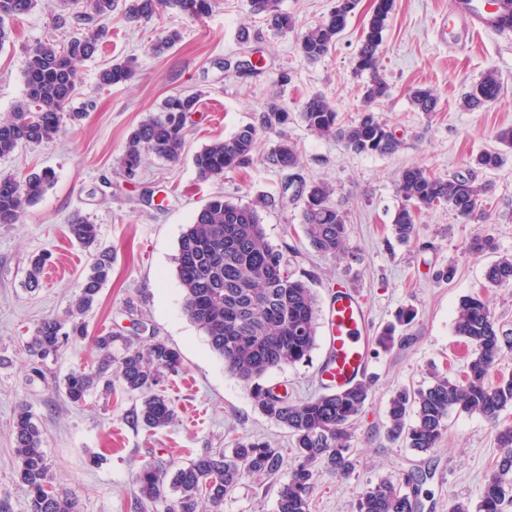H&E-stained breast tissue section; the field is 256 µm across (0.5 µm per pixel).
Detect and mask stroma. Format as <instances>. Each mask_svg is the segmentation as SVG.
I'll list each match as a JSON object with an SVG mask.
<instances>
[{
	"label": "stroma",
	"instance_id": "1",
	"mask_svg": "<svg viewBox=\"0 0 512 512\" xmlns=\"http://www.w3.org/2000/svg\"><path fill=\"white\" fill-rule=\"evenodd\" d=\"M334 0H280L296 21L281 34L249 0H215L212 13L193 19L163 9L148 23H128L121 11L105 20L106 39L78 67L72 108L93 102L85 118L65 124L48 144L23 146L0 158V173L25 175L53 170L56 181L43 197L25 207L17 223L0 224V495L14 512H27V490L17 475L13 420L27 404L43 433L54 485L76 494L80 512H162L158 503L137 507L135 477L144 462L187 464L208 450L231 451L242 439L260 438L280 448L282 467L272 476L249 480L225 498L224 512H276V489L293 463L286 429L262 415L249 391L224 369L204 333L181 312L182 290L174 261L186 224L210 198L248 205L277 193L285 172L265 158L280 135L260 131L252 164L200 181L192 156L214 140L230 137L241 126L259 124L270 104L289 113L284 135L299 153L297 168L306 181L329 183L333 203L348 225L346 251L336 257L314 252L302 228L303 204L263 208L259 215L269 241L289 245V269L307 280L326 318L330 295L339 287L358 291L366 304V341L370 397L357 417L350 446L358 458L354 471L339 476L319 469L310 512H357L361 493L381 479L426 474L416 487L421 512H450L456 502H478L484 483L500 456L496 426H512V407L491 423L476 412L451 411L435 448L421 453L390 441L388 404L396 390L429 385L434 375L457 377L471 353L456 335L454 317L461 300L478 293L490 306L500 330L512 337V286L485 285L487 267L512 255V153L495 170L475 168L473 158L495 148V134L512 126V37L492 31L467 35L449 10V0H393L380 46L390 86L373 103L377 117L401 142L391 155L357 154L332 137L310 132L300 118L303 102L320 94L337 108L342 124L357 121L364 108V76L354 63L373 0H359L348 25L329 54L307 62L294 50L298 31L322 19ZM90 0H72L59 12L57 0H40L29 14L10 20L11 41L0 49V118L25 98L23 70L30 48L49 37L65 39L84 29ZM251 38L241 42V28ZM181 40L162 56L150 47L166 32ZM255 63L242 76L225 70L226 58ZM134 59L131 82L103 86L99 72L110 63ZM291 80L280 83L281 72ZM496 72L499 97L470 110L464 96L486 72ZM429 87L439 98L437 112L425 114L411 103L413 89ZM201 92L200 110L185 127L179 162L145 155L135 177L118 165L132 130L158 114L164 100L178 92ZM422 166L441 177L474 175L489 183L490 212L485 221L466 223L448 206L417 213L409 242L391 230L402 199L397 182L405 168ZM88 218L99 229L102 246L111 248L112 276L86 315L88 334L46 361V378H31L26 344L46 317H64L79 293L92 256L71 239L70 220ZM493 236L492 251L469 250L478 232ZM46 258L38 287L27 284L32 256ZM452 268L450 279L436 271ZM414 309L417 317L408 342L380 349L376 338L397 313ZM109 330L148 344L163 340L181 353L178 372L160 385L176 409L169 426L150 431L133 423L138 395L115 389L96 393L82 404L70 403L55 383L74 369L91 365L93 338ZM327 355L318 338L309 362L268 373L264 382L301 401L322 393L321 367Z\"/></svg>",
	"mask_w": 512,
	"mask_h": 512
}]
</instances>
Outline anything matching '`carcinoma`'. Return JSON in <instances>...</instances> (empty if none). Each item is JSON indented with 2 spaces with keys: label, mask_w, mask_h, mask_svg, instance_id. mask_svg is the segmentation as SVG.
<instances>
[{
  "label": "carcinoma",
  "mask_w": 512,
  "mask_h": 512,
  "mask_svg": "<svg viewBox=\"0 0 512 512\" xmlns=\"http://www.w3.org/2000/svg\"><path fill=\"white\" fill-rule=\"evenodd\" d=\"M251 11L263 15L277 32L295 28L294 18L283 12L279 0H250ZM38 0H0V48L10 40L12 30L6 20L27 14ZM358 0H345L343 9H332L321 21L309 27L296 42L302 59L315 62L325 57L345 29ZM133 23H147L163 8L191 17L212 11V0H92L97 20H105L117 7ZM393 0H374L364 38L357 53L355 71L368 73L364 102L368 105L387 95L389 85L381 75L379 48L382 32L392 11ZM105 27L74 36L59 45L52 39L37 44L27 53L23 73L26 103L8 118L0 119V158L11 155L19 146L41 145L56 139L63 123L80 122L85 113L66 112L73 98L78 65L98 50ZM181 40L172 30L152 45L160 56ZM135 75L133 60L117 61L99 73L106 86L122 85ZM498 76L486 72L471 85L465 105L476 109L496 99ZM412 104L426 114L436 110L438 98L430 88L412 92ZM195 94L169 96L157 116L135 128L120 159L122 171L133 177L143 155L152 153L169 162L180 160L184 151L183 130L198 111ZM302 121L320 136H332L356 153L387 155L400 147V140L375 113L365 110L358 121L344 126L338 112L322 95L304 101ZM288 123V112L275 104L268 107L260 126L240 127L232 136L204 146L193 156L196 176L201 181L224 177L230 171L250 164L259 129L280 130ZM298 151L283 139L266 157L269 165L294 169ZM503 162V153L485 151L473 163L481 169H494ZM55 173L44 170L19 179L0 175V224L16 223L26 205L36 203L53 186ZM296 188L304 198L302 231L317 252L337 256L347 243L346 216L331 202L333 189L324 183H308L303 178L285 182L278 195L266 196L259 204L282 206L288 192ZM488 185L473 178L430 175L425 169L404 170L397 192L403 203L396 211L392 233L407 242L414 233L415 211L445 204L464 221L487 217L485 206ZM70 235L84 247L95 248L89 272L68 317L43 319L27 344L33 357L31 371L43 377L44 362L56 357L60 349L85 335L84 316L98 299L102 286L112 273V250L98 248V227L76 216L69 224ZM177 277L183 292L184 315L208 338L214 352L224 360V368L243 382L252 393L257 409L268 419L286 428L293 438L294 464L288 480L277 488L276 512H310L318 464L339 475L355 469L357 459L348 445L351 426L369 399V386L360 381L346 389L327 391L301 402H292L260 380L268 372L294 365L309 358L316 346V299L308 283L288 270L287 251L272 245L261 224L255 205H241L217 195L199 210L179 238L175 257ZM491 287L512 286V256H502L485 273ZM414 319L412 310H403L397 324L388 326L377 338L381 348L394 342L396 325L406 326ZM454 328L473 348L464 379L435 377L433 384L396 392L388 407L390 439L403 440L408 447L426 452L440 440L448 414L453 410L479 412L491 422L512 407V373H502L496 382L488 381L498 365L504 346L512 340L501 334L487 302L479 295L464 298L456 311ZM94 365L69 372L62 380L65 397L82 403L98 388L110 393L114 383L138 394L141 403L133 419L151 430L168 426L175 410L154 392L162 378L179 370L180 352L162 340L143 348L115 332L96 337ZM414 421L407 422L408 417ZM495 441L500 457L486 480L480 499L473 505L457 502L452 512H504L512 504V427L499 429ZM14 455L18 475L27 487L28 512H80L78 499L70 491L52 484L50 464L43 448L42 432L25 405L18 407L14 419ZM283 462L279 449L269 442L242 440L231 452L208 451L186 465L168 473L153 463L143 464L136 474L138 499L160 502L164 512H223L224 498L242 482L269 477ZM416 480L406 475L384 478L368 488L358 499L357 512H417L416 498L404 488Z\"/></svg>",
  "instance_id": "cac0c4a2"
}]
</instances>
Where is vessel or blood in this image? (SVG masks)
Returning <instances> with one entry per match:
<instances>
[{"mask_svg":"<svg viewBox=\"0 0 512 512\" xmlns=\"http://www.w3.org/2000/svg\"><path fill=\"white\" fill-rule=\"evenodd\" d=\"M450 7L459 13L468 32L503 28L486 6L469 7L461 0H452ZM365 320L366 311L359 294L346 288L336 291L328 306L325 339L329 358L322 370L324 385L339 390L365 376L368 356L361 335Z\"/></svg>","mask_w":512,"mask_h":512,"instance_id":"obj_1","label":"vessel or blood"}]
</instances>
